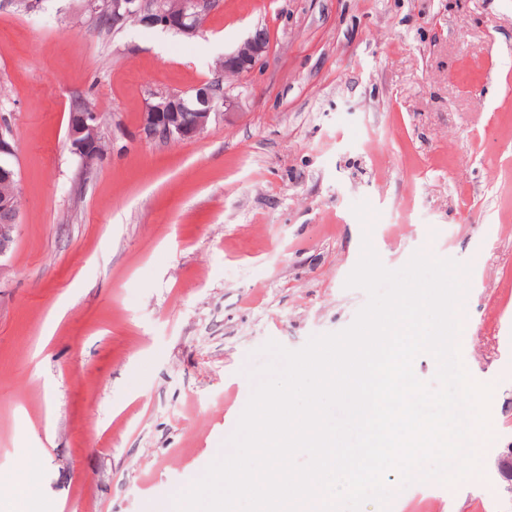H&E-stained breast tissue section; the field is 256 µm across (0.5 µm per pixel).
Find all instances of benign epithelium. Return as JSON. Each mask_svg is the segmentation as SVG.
I'll use <instances>...</instances> for the list:
<instances>
[{
	"label": "benign epithelium",
	"instance_id": "benign-epithelium-1",
	"mask_svg": "<svg viewBox=\"0 0 512 512\" xmlns=\"http://www.w3.org/2000/svg\"><path fill=\"white\" fill-rule=\"evenodd\" d=\"M167 0H110L112 29L130 24L128 17L137 16L140 24L159 27L184 36L199 33L214 0H179L180 6L166 9ZM270 51V35L261 28L253 31L233 52L224 55L217 68L216 81L189 91L161 94L148 103L142 113L140 135L159 143H176L200 136L212 121H230L239 108V98L231 93L235 81L251 74ZM98 112H71L68 139L72 153L84 165L94 163L101 155V124ZM17 193V174L0 179V258L12 249L19 227V212L13 208ZM512 493V444L503 448L495 461Z\"/></svg>",
	"mask_w": 512,
	"mask_h": 512
}]
</instances>
